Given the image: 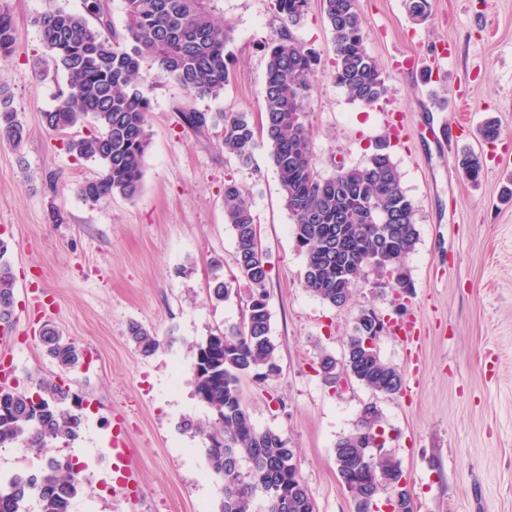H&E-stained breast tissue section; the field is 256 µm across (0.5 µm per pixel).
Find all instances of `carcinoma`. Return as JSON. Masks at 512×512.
<instances>
[{
    "label": "carcinoma",
    "mask_w": 512,
    "mask_h": 512,
    "mask_svg": "<svg viewBox=\"0 0 512 512\" xmlns=\"http://www.w3.org/2000/svg\"><path fill=\"white\" fill-rule=\"evenodd\" d=\"M220 0H124L127 23L116 34L111 0H84V12L48 7L37 15L42 43L54 70L66 74L60 103L42 113L45 127L56 133L89 120L95 132L72 137L66 150L79 159L101 165L102 177L81 184L90 203L119 194L135 197L142 188L144 160L150 144L145 93L150 71L168 78L185 91L217 99L230 80L232 40L224 23ZM308 0H275L281 28L266 52L264 128L266 145L276 167L284 205L293 220L297 251L305 258L304 286L334 308L353 297L367 268L388 277L390 288H411L405 262L415 251L419 232L415 206L401 182V174L378 140L362 165H339L328 177L316 170L307 130L301 120L310 97V78L317 53L298 40L291 28L305 18ZM333 36L335 66L332 77L349 98L364 106L386 94L385 78L367 52L358 0H321ZM96 24H90V20ZM11 16L0 11V61L15 52ZM181 119L194 130L224 126V150L239 164L252 163L260 142L246 112H183ZM27 132L13 100L0 86V138L20 147ZM461 167L472 180L482 165L473 153ZM224 220L235 237L236 281L245 289L247 313L243 325L228 333H212L194 351V394L212 411L204 419L186 418L182 432L210 441L224 436V454L206 448L211 471L224 479V499L218 512H251L264 494V512H315L307 487L292 464L294 450L279 432L255 428L243 401L244 376L267 379L278 373V345L271 336V311L266 288L268 268L258 237L251 204L234 184L224 186ZM7 246L0 241V322L14 312L15 279L3 260ZM232 289L220 278L209 288L210 300L222 303ZM377 321L372 309L359 312L343 362L319 354L324 378L337 367L362 385L388 395L398 393L403 378L397 367L379 353L363 347ZM129 339L143 356L163 345L150 329L133 323ZM47 354L63 368L79 361L76 347L53 326L43 330ZM70 388L42 377L30 390L0 388V447L19 444L43 453L58 443L74 441L84 424L81 408L71 409ZM384 437L380 414L373 403L359 415L353 432L334 448L336 470L352 494L354 512L367 498L389 488L391 512H413L407 491L399 486L403 471L398 461L367 452L369 434ZM86 489L75 462L52 459L32 474H17L0 484V512H72L74 500Z\"/></svg>",
    "instance_id": "1"
}]
</instances>
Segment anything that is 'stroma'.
I'll return each mask as SVG.
<instances>
[{"mask_svg":"<svg viewBox=\"0 0 512 512\" xmlns=\"http://www.w3.org/2000/svg\"><path fill=\"white\" fill-rule=\"evenodd\" d=\"M272 3L223 0L233 28L223 96L203 98L155 79L147 92L151 144L142 188L134 198L93 205L79 187L101 168L65 147L68 136L88 135L92 124L66 136L41 123L66 81L32 67L46 54L33 23L46 4L0 0L18 43L0 63V84L27 130L21 147L0 142V239L16 278L0 362L12 365L19 386L54 375L82 401L80 438L52 450L78 462L90 484L74 512H218L224 482L208 467L203 439L179 424L208 412L194 395L193 345L243 319L239 298L217 304L208 291L214 275L228 280L236 272L235 240L224 222V186L233 183L252 205L266 255L280 366L264 381L243 378V397L257 429L288 439L316 512H354L334 448L367 403L381 412L385 448L401 464L414 512H512V0H429L422 22L410 18L406 0H359L365 44L387 86L369 108L332 80V33L319 0H309L293 34L319 57L303 117L316 168L327 176L336 162L362 164L375 141L390 137L420 234L406 260L411 292L380 287L369 270L341 309L303 286L305 259L268 149L239 165L224 153L223 125L198 132L180 119L189 111H243L261 121L263 46L280 29ZM444 47L452 54L432 84L394 66ZM387 112L401 113L399 136L385 124ZM490 118L500 137L488 143L479 130ZM433 125L458 139L431 138ZM465 152L483 157L478 180L458 166ZM55 211L63 223H53ZM364 308L419 325L414 342L389 331L378 340L381 358L403 376L399 394L354 380L335 388L322 378L319 354L343 359ZM134 322L163 339L154 355L142 356L131 343ZM46 323L75 344L74 368L61 370L39 343ZM117 433L135 452L139 493L129 503L112 493L107 449Z\"/></svg>","mask_w":512,"mask_h":512,"instance_id":"obj_1","label":"stroma"}]
</instances>
